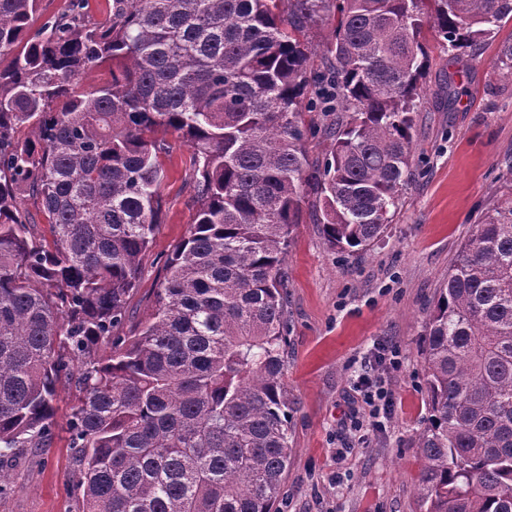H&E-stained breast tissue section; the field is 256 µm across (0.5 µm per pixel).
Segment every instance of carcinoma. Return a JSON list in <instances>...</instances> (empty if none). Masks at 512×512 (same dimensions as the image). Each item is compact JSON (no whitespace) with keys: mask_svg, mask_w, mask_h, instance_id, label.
Listing matches in <instances>:
<instances>
[{"mask_svg":"<svg viewBox=\"0 0 512 512\" xmlns=\"http://www.w3.org/2000/svg\"><path fill=\"white\" fill-rule=\"evenodd\" d=\"M39 2L0 0V491L52 445L64 386L78 512H276L282 266L305 194L331 247L381 237L411 180L427 34L458 60L512 0H112L101 24L69 0L33 33ZM329 18L332 65L309 71L305 31ZM109 62L110 83L77 91ZM159 131L193 149L195 221L121 336L160 224ZM317 133L332 146L313 164ZM424 343L418 499L512 512V201L460 245Z\"/></svg>","mask_w":512,"mask_h":512,"instance_id":"1","label":"carcinoma"}]
</instances>
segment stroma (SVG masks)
<instances>
[{
  "instance_id": "35a3bbf8",
  "label": "stroma",
  "mask_w": 512,
  "mask_h": 512,
  "mask_svg": "<svg viewBox=\"0 0 512 512\" xmlns=\"http://www.w3.org/2000/svg\"><path fill=\"white\" fill-rule=\"evenodd\" d=\"M511 42L512 20L477 51L452 104L442 90L451 54L430 41L414 178L386 233L367 250L332 249L316 221V197H306L283 265L292 457L278 512H423L414 448L429 416L422 339L461 243L487 212L512 199V81L498 62ZM163 166L162 221L128 304L134 324L148 315L164 261L196 213L192 148L174 140ZM386 340L400 351L398 368L387 374L391 414L362 435L350 428L362 407L355 382ZM70 403L60 390L53 444L16 471L0 494V512H75ZM346 442L352 452L337 459Z\"/></svg>"
}]
</instances>
